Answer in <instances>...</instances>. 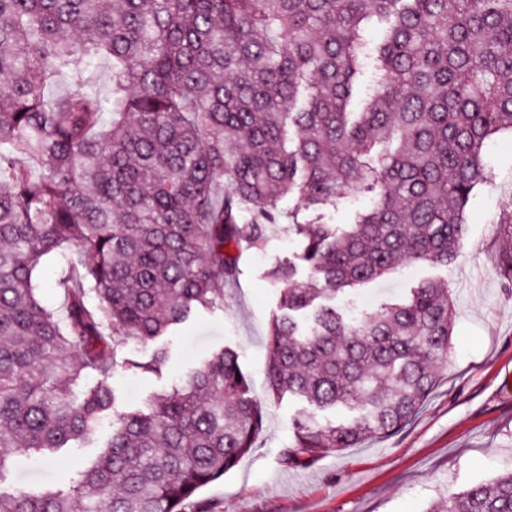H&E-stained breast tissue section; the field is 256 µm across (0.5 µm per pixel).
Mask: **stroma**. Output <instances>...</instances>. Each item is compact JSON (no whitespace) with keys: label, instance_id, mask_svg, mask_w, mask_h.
<instances>
[{"label":"stroma","instance_id":"35a3bbf8","mask_svg":"<svg viewBox=\"0 0 512 512\" xmlns=\"http://www.w3.org/2000/svg\"><path fill=\"white\" fill-rule=\"evenodd\" d=\"M485 163L490 180L466 209L464 248L455 261L410 265L336 298L354 316L362 305L404 300L423 281L444 280L453 291L446 377L397 433L308 464L284 462L281 451L304 404L270 398L265 389L269 324L280 304V287L269 272L290 258L297 281L313 279L299 259L300 237L284 224L273 225L261 247L240 249L223 301L151 342L119 351L126 365L117 368L113 386L122 409L145 408L227 348L239 353L252 381L263 416L254 446L223 480L204 488L188 512H425L440 496L512 471V276L500 261L505 222L512 218L511 134L489 144ZM368 204L365 197L347 198L313 212L298 208L291 196L280 202L298 223L341 229L356 223ZM109 434L101 427L93 441L70 442L51 459L16 454L0 474V493L67 488L102 452Z\"/></svg>","mask_w":512,"mask_h":512}]
</instances>
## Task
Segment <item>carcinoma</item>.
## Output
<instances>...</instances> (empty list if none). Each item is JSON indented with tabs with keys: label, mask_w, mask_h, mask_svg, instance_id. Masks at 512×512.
<instances>
[{
	"label": "carcinoma",
	"mask_w": 512,
	"mask_h": 512,
	"mask_svg": "<svg viewBox=\"0 0 512 512\" xmlns=\"http://www.w3.org/2000/svg\"><path fill=\"white\" fill-rule=\"evenodd\" d=\"M375 17L390 28L356 112L358 32ZM102 61L105 91L89 81ZM501 133L512 0H0V473L111 426L68 489L0 493V512H186L250 452L262 414L236 351L144 410L116 407L112 377L118 348L215 304L239 243L261 246L287 195L304 209L371 198L346 231L296 225L314 281L291 260L272 270L267 391L308 404L283 459L399 431L443 375L448 283L360 318L326 295L455 260ZM51 253L62 318L33 285ZM328 409L345 416L322 424ZM430 512H512V472Z\"/></svg>",
	"instance_id": "cac0c4a2"
}]
</instances>
